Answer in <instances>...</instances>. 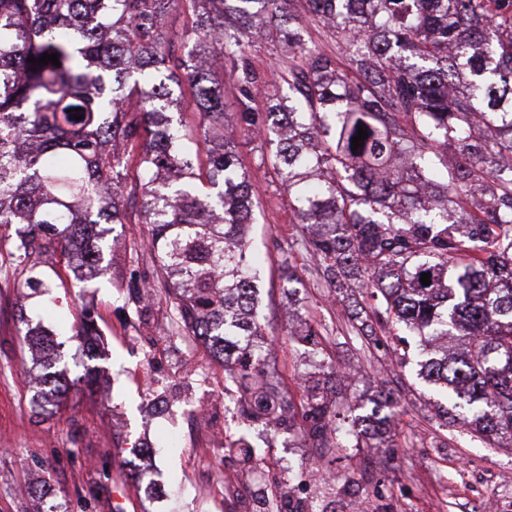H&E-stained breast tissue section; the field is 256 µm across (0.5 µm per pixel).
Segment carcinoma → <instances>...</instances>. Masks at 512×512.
<instances>
[{
    "mask_svg": "<svg viewBox=\"0 0 512 512\" xmlns=\"http://www.w3.org/2000/svg\"><path fill=\"white\" fill-rule=\"evenodd\" d=\"M296 2L0 0V227L22 225L11 264L27 271L25 287H46L31 262L36 234L71 245L80 229L84 264L101 271L106 225L125 223L136 165L146 246L175 323L221 346L249 398L243 422L255 423L268 404L253 201L232 138L210 133L224 127L220 56L238 83L239 125L272 145L317 273L372 301L357 334L411 337L419 378L448 403L445 423L511 447L512 0ZM206 3L180 41L165 33L173 5ZM310 23L336 54L305 40ZM256 37L288 53V94L266 96L261 113ZM53 52L58 67L27 62ZM172 83L191 88L203 137L174 126ZM360 126L368 137L354 151ZM94 332L86 315L73 338L85 345ZM304 393L314 447H392L390 415L341 428L320 381L305 380ZM224 447L253 459L242 436Z\"/></svg>",
    "mask_w": 512,
    "mask_h": 512,
    "instance_id": "carcinoma-1",
    "label": "carcinoma"
}]
</instances>
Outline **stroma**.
<instances>
[{"mask_svg": "<svg viewBox=\"0 0 512 512\" xmlns=\"http://www.w3.org/2000/svg\"><path fill=\"white\" fill-rule=\"evenodd\" d=\"M286 53L254 43L249 59L266 88L284 89ZM236 153L250 173L258 221L254 252L260 273L259 312L273 345L263 369L275 405L301 409L305 374L330 367L353 373L337 383L336 402L358 416L382 390L396 398L391 448H315L298 428L254 425L252 464L225 451L239 429L240 408L224 363L201 338L178 331L156 263L144 242L149 227L140 197H130L127 221L112 225L103 274L68 265L57 240L44 238L37 260L45 285L26 288L22 274L0 279V512H239L220 472L258 474L251 488L263 504L266 486L291 498L313 497L324 512H483L494 502L512 512V447L497 448L461 426H444L441 399L416 376L415 346L399 352L376 337L358 336L361 300L312 272L297 244L294 202L265 157L262 139L238 132ZM303 280L288 292L281 264ZM94 317V356L70 332L83 313ZM312 342L294 336L300 323ZM51 330V355L30 333ZM64 373L69 388L48 402L26 369ZM166 400L157 410L155 403ZM209 410L207 427L194 416ZM102 487L98 499L89 491Z\"/></svg>", "mask_w": 512, "mask_h": 512, "instance_id": "1", "label": "stroma"}]
</instances>
